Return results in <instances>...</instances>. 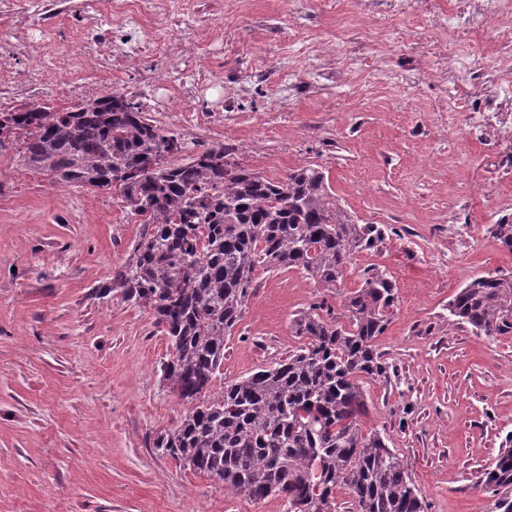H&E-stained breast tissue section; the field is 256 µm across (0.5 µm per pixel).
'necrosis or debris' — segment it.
I'll list each match as a JSON object with an SVG mask.
<instances>
[{
  "label": "necrosis or debris",
  "instance_id": "1",
  "mask_svg": "<svg viewBox=\"0 0 512 512\" xmlns=\"http://www.w3.org/2000/svg\"><path fill=\"white\" fill-rule=\"evenodd\" d=\"M166 0H0V15L16 25L13 38L17 47H39L46 29L55 27L60 15L71 16L74 25L70 37L84 42L95 51L94 63L102 70L127 68L142 53L141 47L125 38L128 30L140 28L147 13L163 10ZM492 12L507 27H512V0H458L456 7L439 19L441 27L452 33L446 47L449 66L468 71L484 56L483 42L461 43L454 35L479 26L485 12ZM9 64L0 62V107L13 106L20 97L42 94L46 89L63 85L67 94H87L82 83H59L56 71L32 65L24 82L9 77ZM489 110L470 137L487 134H512V71H500L486 88Z\"/></svg>",
  "mask_w": 512,
  "mask_h": 512
}]
</instances>
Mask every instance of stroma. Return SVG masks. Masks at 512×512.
<instances>
[{"label":"stroma","mask_w":512,"mask_h":512,"mask_svg":"<svg viewBox=\"0 0 512 512\" xmlns=\"http://www.w3.org/2000/svg\"><path fill=\"white\" fill-rule=\"evenodd\" d=\"M454 4L195 0L189 13L150 15L138 38L160 70L167 47L187 51L160 96L177 99L202 66L220 80L196 103L152 112L156 124L197 128L200 144L233 146L235 162L268 178L316 165L355 220L393 229L335 293L296 270L258 271L214 388L285 359L302 344L297 315L322 300L341 309L364 270H382L398 301L376 340L388 372L361 383L363 426L387 439L429 512H496L479 481L512 431V334L475 335L448 303L476 277L512 272L490 234L512 216V148L441 127L447 107L486 109L475 75L443 68L436 19ZM462 39L486 43V74L512 55V30L492 17ZM45 40L36 62L75 59L93 96L139 77L140 65L101 72L74 42ZM0 170V512H283L280 498L244 500L154 449L185 410L160 379L168 338L150 310L93 294L125 263L134 216L111 192L53 186L14 143Z\"/></svg>","instance_id":"35a3bbf8"}]
</instances>
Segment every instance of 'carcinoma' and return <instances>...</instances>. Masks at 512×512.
<instances>
[{
  "label": "carcinoma",
  "instance_id": "carcinoma-1",
  "mask_svg": "<svg viewBox=\"0 0 512 512\" xmlns=\"http://www.w3.org/2000/svg\"><path fill=\"white\" fill-rule=\"evenodd\" d=\"M6 140L53 185L110 190L141 224L97 296L151 310L168 338L161 378L188 408L157 436V452L251 502L276 496L285 512H337L340 490L352 512H425L403 461L362 429L369 408L359 381L387 374L376 345L398 301L387 273H364L345 296L348 323L310 306L294 323L302 347L213 391L224 337L254 296L258 269H295L333 291L353 258L386 238L385 227L355 222L319 168L272 180L229 160L222 145L187 155L182 139L119 91L69 108L1 111L0 148ZM490 233L512 253V217ZM448 313L488 339L511 333L512 273L473 279ZM480 485L495 509L512 512V432Z\"/></svg>",
  "mask_w": 512,
  "mask_h": 512
}]
</instances>
